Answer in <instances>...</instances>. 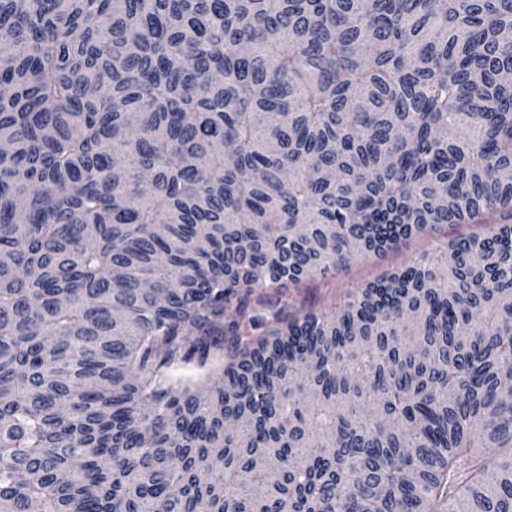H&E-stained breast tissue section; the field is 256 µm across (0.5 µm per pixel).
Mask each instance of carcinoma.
<instances>
[{
	"instance_id": "carcinoma-1",
	"label": "carcinoma",
	"mask_w": 512,
	"mask_h": 512,
	"mask_svg": "<svg viewBox=\"0 0 512 512\" xmlns=\"http://www.w3.org/2000/svg\"><path fill=\"white\" fill-rule=\"evenodd\" d=\"M0 142V512H512L511 225L253 307L512 215V0H0ZM499 224L512 225V217L504 218L501 211H490L475 222L443 225L426 234L413 236L382 254L358 255L328 278H305L297 284L287 283L281 290L267 289V305L261 313L268 320V326H271L276 325V318L285 321L306 310L322 312L334 303H341L349 293L378 281L386 273L412 265L422 256L445 248L449 240L473 234L483 235ZM281 293L296 298L303 308L288 309L282 303L277 304L276 298ZM212 366L200 367L196 361L175 365L169 372L173 382L199 383Z\"/></svg>"
}]
</instances>
